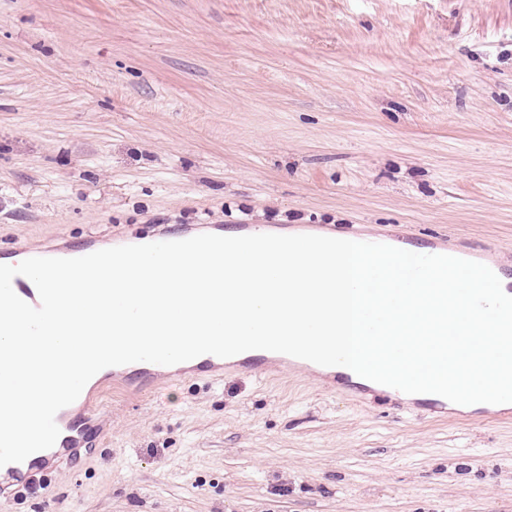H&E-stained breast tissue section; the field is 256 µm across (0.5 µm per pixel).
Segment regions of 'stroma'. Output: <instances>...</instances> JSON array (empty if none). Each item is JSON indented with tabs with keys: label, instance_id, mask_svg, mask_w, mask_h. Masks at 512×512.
<instances>
[{
	"label": "stroma",
	"instance_id": "stroma-1",
	"mask_svg": "<svg viewBox=\"0 0 512 512\" xmlns=\"http://www.w3.org/2000/svg\"><path fill=\"white\" fill-rule=\"evenodd\" d=\"M359 225L512 272V0H0V251ZM87 392L0 512H512V421L304 372ZM424 247L427 248V254H445L483 263L491 268L500 279L501 270L498 264L491 259L490 255L486 251H459L455 249H448L446 245L438 242L430 243L428 241L425 243ZM99 414V407L95 403H87L85 412L78 420L66 421L64 412L58 411L55 417L57 426L63 425L68 429L71 434L66 436L62 444L64 453L59 457L58 453L53 455L54 458H58L55 462L63 463L71 462V460L81 455V449L83 448L86 454L96 450V447L102 445L97 426L95 421ZM93 447V448H92ZM51 462L47 457L41 458L36 461H30L27 466H21L23 463H10L3 467L1 470L6 468V473L10 477V481L4 485L3 481L0 480V496H8L10 498H17L24 491H33L29 486V479H34L36 487L40 490H45L49 487V483L43 481V474L48 469V464L55 463ZM39 467L37 474H34V469Z\"/></svg>",
	"mask_w": 512,
	"mask_h": 512
}]
</instances>
